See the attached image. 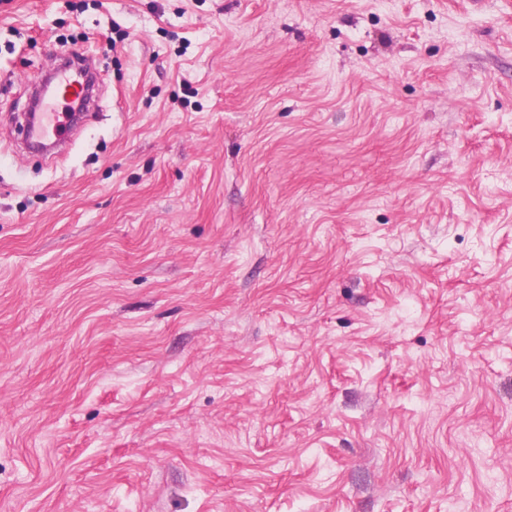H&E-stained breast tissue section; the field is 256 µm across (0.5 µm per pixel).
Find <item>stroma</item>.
<instances>
[{"label": "stroma", "mask_w": 512, "mask_h": 512, "mask_svg": "<svg viewBox=\"0 0 512 512\" xmlns=\"http://www.w3.org/2000/svg\"><path fill=\"white\" fill-rule=\"evenodd\" d=\"M0 512H512V0H0ZM62 63L69 64V66L78 72L80 64L71 58L64 56ZM69 66H58L56 69V93L62 100L71 103L70 105H78L83 103L87 95V79L75 77ZM69 105V106H70ZM63 117L65 121L61 120L59 112H46V103L41 112L39 102L38 112L31 121L26 122L24 127V138L28 146L40 149L48 143L64 142L68 134L63 131V128H68L70 131V119Z\"/></svg>", "instance_id": "stroma-1"}]
</instances>
